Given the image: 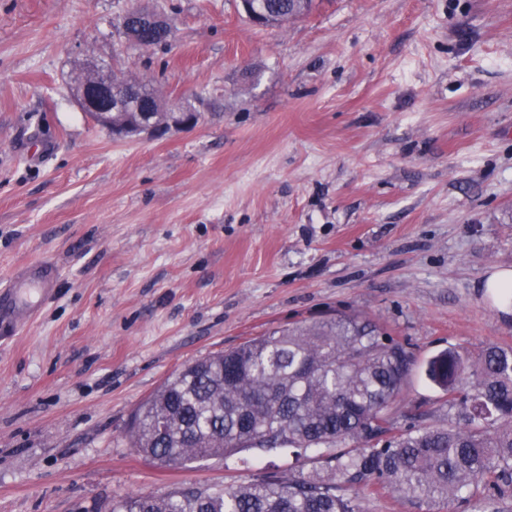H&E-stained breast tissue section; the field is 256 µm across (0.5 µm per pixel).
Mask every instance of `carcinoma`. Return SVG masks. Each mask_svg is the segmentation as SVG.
Listing matches in <instances>:
<instances>
[{
    "mask_svg": "<svg viewBox=\"0 0 512 512\" xmlns=\"http://www.w3.org/2000/svg\"><path fill=\"white\" fill-rule=\"evenodd\" d=\"M259 2L294 19L313 8L312 0ZM169 37L163 28L144 29L140 46ZM134 89L141 106L156 107L150 82ZM415 366L407 343L373 320L344 314L192 361L135 412L130 441L146 458L184 467L251 449L324 448L320 469L131 496L113 512H360L358 495L349 493L360 485L460 512L512 490V349L490 346L475 363L448 350L427 362V378L455 411L446 428H406L395 416ZM348 441L355 447H342Z\"/></svg>",
    "mask_w": 512,
    "mask_h": 512,
    "instance_id": "carcinoma-1",
    "label": "carcinoma"
}]
</instances>
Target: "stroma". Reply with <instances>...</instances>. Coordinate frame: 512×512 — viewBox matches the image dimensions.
Returning <instances> with one entry per match:
<instances>
[{
  "instance_id": "35a3bbf8",
  "label": "stroma",
  "mask_w": 512,
  "mask_h": 512,
  "mask_svg": "<svg viewBox=\"0 0 512 512\" xmlns=\"http://www.w3.org/2000/svg\"><path fill=\"white\" fill-rule=\"evenodd\" d=\"M238 3L0 0V284L58 273L0 340V512L292 475L285 449L169 468L129 444L169 376L279 326L357 314L422 363L512 348L483 287L512 268V0H316L266 28ZM134 6L166 44L128 42ZM80 64L202 118L113 139L70 94ZM397 414L452 418L420 369ZM139 16L143 18V20L149 22L152 25L157 27H164V23L161 19L148 15L146 13H138ZM151 28V29H143L139 35L140 47L149 48L152 46H156L162 43H165L170 37V29L168 32L164 28Z\"/></svg>"
}]
</instances>
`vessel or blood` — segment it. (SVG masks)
Returning a JSON list of instances; mask_svg holds the SVG:
<instances>
[{
    "instance_id": "1",
    "label": "vessel or blood",
    "mask_w": 512,
    "mask_h": 512,
    "mask_svg": "<svg viewBox=\"0 0 512 512\" xmlns=\"http://www.w3.org/2000/svg\"><path fill=\"white\" fill-rule=\"evenodd\" d=\"M56 290V270L52 264L34 262L0 287V335L17 334L33 320L43 303Z\"/></svg>"
}]
</instances>
